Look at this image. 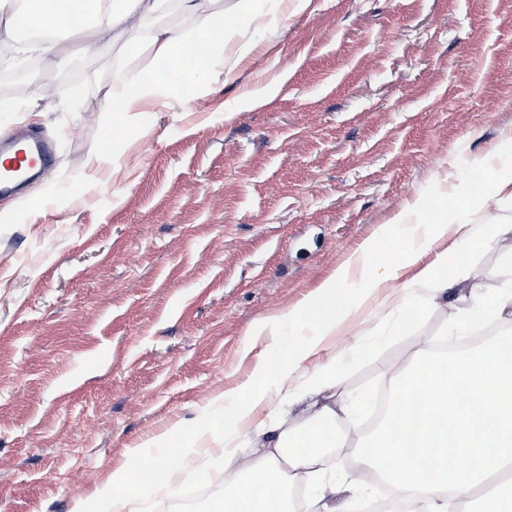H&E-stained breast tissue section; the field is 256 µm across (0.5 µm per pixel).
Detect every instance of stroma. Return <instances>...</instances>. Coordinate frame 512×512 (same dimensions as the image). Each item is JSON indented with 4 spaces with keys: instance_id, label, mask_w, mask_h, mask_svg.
<instances>
[{
    "instance_id": "obj_1",
    "label": "stroma",
    "mask_w": 512,
    "mask_h": 512,
    "mask_svg": "<svg viewBox=\"0 0 512 512\" xmlns=\"http://www.w3.org/2000/svg\"><path fill=\"white\" fill-rule=\"evenodd\" d=\"M239 18L236 61L189 96L144 105L114 126L120 78L151 51H85L0 40L14 65L42 60L40 99L0 97V127L26 124L53 162L0 196V512H76L131 449L172 457L180 485L210 484L223 435L192 438L225 390L254 381L247 331L281 322L257 349L300 347L286 314L385 230L407 203L475 188L478 159L512 133V0H256ZM77 73L54 87L56 76ZM512 237L464 266L469 289L502 286L493 266ZM385 288L337 357L311 355L300 386L335 360L337 400L389 378L442 322L459 290L404 331Z\"/></svg>"
}]
</instances>
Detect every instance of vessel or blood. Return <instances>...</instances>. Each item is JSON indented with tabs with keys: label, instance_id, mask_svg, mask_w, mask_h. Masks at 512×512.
<instances>
[{
	"label": "vessel or blood",
	"instance_id": "vessel-or-blood-1",
	"mask_svg": "<svg viewBox=\"0 0 512 512\" xmlns=\"http://www.w3.org/2000/svg\"><path fill=\"white\" fill-rule=\"evenodd\" d=\"M50 160L48 145L22 127L0 134V192Z\"/></svg>",
	"mask_w": 512,
	"mask_h": 512
}]
</instances>
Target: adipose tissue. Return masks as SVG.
Listing matches in <instances>:
<instances>
[{
  "label": "adipose tissue",
  "mask_w": 512,
  "mask_h": 512,
  "mask_svg": "<svg viewBox=\"0 0 512 512\" xmlns=\"http://www.w3.org/2000/svg\"><path fill=\"white\" fill-rule=\"evenodd\" d=\"M10 2L0 0V22L8 34L23 28L69 32L70 10L76 6L84 15L86 28L98 39L133 28L166 8L164 0H30L29 7L19 12ZM252 2L234 0L228 7L224 0H179L182 11L196 18L193 29L159 28L145 39L126 43L128 56L148 49L167 60L169 69L164 74L147 71L123 82L110 104L113 119L132 122L138 103L168 95L185 76L196 77L211 69L223 58L224 48L234 36L231 19L251 13ZM479 166L486 172L490 198L512 207V135L503 137ZM474 211L473 202L465 198L414 201L393 219L395 226L405 230L396 259L378 257L371 242L351 253L290 311L295 323L316 327L317 335L306 348L283 353L276 376L281 391H288L290 375L309 356L331 349L337 337L349 333L369 295L400 284L399 308L413 310L418 289H427L437 297L456 287L450 270L459 267V253L487 248L512 234L510 225L476 222ZM429 250L435 257L431 263L422 264L421 258ZM412 267L416 275L405 278V271ZM336 381L335 370H326L298 394L297 402L306 419L297 427L289 426L284 418L269 424L254 422L256 409L268 401L266 389L245 383L225 392L224 418L235 430L224 435V493L212 502L210 512H289V490L315 480L320 449L339 445L337 427L342 418L326 396ZM239 429L250 435L256 457L240 458L234 436ZM130 457L133 467L114 470L100 488L95 512H133L129 500L117 493L119 487L132 482L146 492L174 491L172 472L158 462L156 454L134 448Z\"/></svg>",
  "instance_id": "obj_1"
}]
</instances>
